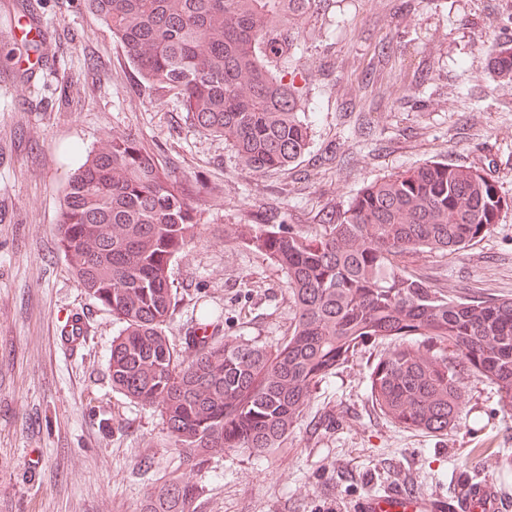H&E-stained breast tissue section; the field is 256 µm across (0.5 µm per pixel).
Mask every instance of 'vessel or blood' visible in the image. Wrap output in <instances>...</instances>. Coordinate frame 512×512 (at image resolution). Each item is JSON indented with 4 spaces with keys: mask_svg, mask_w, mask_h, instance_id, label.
<instances>
[{
    "mask_svg": "<svg viewBox=\"0 0 512 512\" xmlns=\"http://www.w3.org/2000/svg\"><path fill=\"white\" fill-rule=\"evenodd\" d=\"M504 509L490 480L463 483L452 502L437 494H420L394 483L365 493L351 507L352 512H504Z\"/></svg>",
    "mask_w": 512,
    "mask_h": 512,
    "instance_id": "1",
    "label": "vessel or blood"
}]
</instances>
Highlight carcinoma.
<instances>
[{"mask_svg":"<svg viewBox=\"0 0 512 512\" xmlns=\"http://www.w3.org/2000/svg\"><path fill=\"white\" fill-rule=\"evenodd\" d=\"M314 2L87 0L140 78L231 143L253 175L289 166L308 148L311 113L292 49L303 37L296 21ZM490 66L512 81V39L497 43ZM211 206L131 135L89 151L60 194L58 249L79 287L120 324L112 390L159 409L180 465L196 466L211 448L274 453L311 392L378 340L393 347L370 372L371 399L400 426L434 436L456 428L464 370L497 385L512 413V299L450 296L405 266L418 253L466 250L512 209L487 174L427 161L367 183L318 230L282 222L224 231V242L284 272L292 331L274 348L217 331L187 336L191 358L180 362L166 336L170 266L188 255ZM109 224L121 234L110 235ZM196 497V487L168 482L147 493L141 512H188Z\"/></svg>","mask_w":512,"mask_h":512,"instance_id":"obj_1","label":"carcinoma"}]
</instances>
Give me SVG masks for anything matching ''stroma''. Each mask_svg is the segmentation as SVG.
<instances>
[{
    "instance_id": "obj_1",
    "label": "stroma",
    "mask_w": 512,
    "mask_h": 512,
    "mask_svg": "<svg viewBox=\"0 0 512 512\" xmlns=\"http://www.w3.org/2000/svg\"><path fill=\"white\" fill-rule=\"evenodd\" d=\"M29 1L37 61L9 25ZM303 28L310 143L288 169L255 176L173 96L141 85L86 0H0V512H140L173 478L197 487L190 512H349L392 482L451 498L471 478L493 480L512 507V414L496 385L464 373L462 420L448 435L403 428L369 393L384 342L314 391L286 451L269 459L215 448L181 466L158 409L112 390L119 325L79 288L55 240L62 186L112 136L139 138L194 193L218 200L171 265L167 336L178 350L202 303L229 338L273 347L288 336L283 272L225 242L227 226L262 218L312 230L368 182L430 160L483 170L512 199V84L489 66L497 35L512 32V0H318ZM408 266L453 296L512 298V210L467 250ZM76 316L90 337L70 350L59 336Z\"/></svg>"
}]
</instances>
